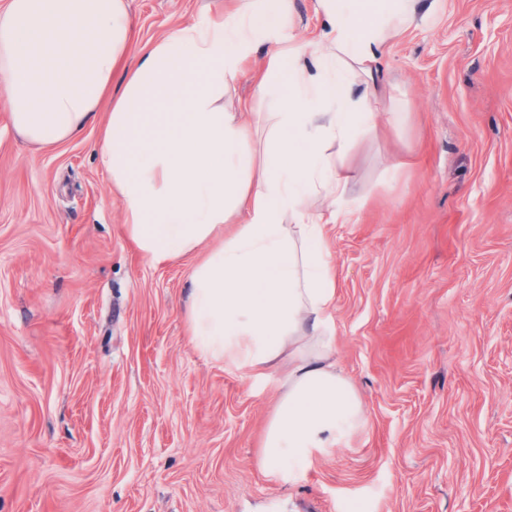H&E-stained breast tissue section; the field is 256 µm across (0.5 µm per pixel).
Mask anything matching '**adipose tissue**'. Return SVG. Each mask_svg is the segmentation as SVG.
<instances>
[{"mask_svg": "<svg viewBox=\"0 0 512 512\" xmlns=\"http://www.w3.org/2000/svg\"><path fill=\"white\" fill-rule=\"evenodd\" d=\"M420 0H316L323 31L293 33L292 0L204 10L128 65V0H7L0 99L25 141L77 135L99 109L97 155L125 231L160 265L191 255L184 312L194 349L271 392L259 440L265 479L289 485L315 459L352 447L367 420L336 367V272L325 236L348 223L346 156L375 127L388 42ZM265 71L250 117L236 81Z\"/></svg>", "mask_w": 512, "mask_h": 512, "instance_id": "ef3b65f1", "label": "adipose tissue"}]
</instances>
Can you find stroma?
Listing matches in <instances>:
<instances>
[{
  "label": "stroma",
  "mask_w": 512,
  "mask_h": 512,
  "mask_svg": "<svg viewBox=\"0 0 512 512\" xmlns=\"http://www.w3.org/2000/svg\"><path fill=\"white\" fill-rule=\"evenodd\" d=\"M228 2L128 0L127 60ZM428 9L327 227L367 425L292 486L260 469L268 394L189 342L190 257L128 237L104 114L41 149L0 105V512H512V0Z\"/></svg>",
  "instance_id": "obj_1"
}]
</instances>
